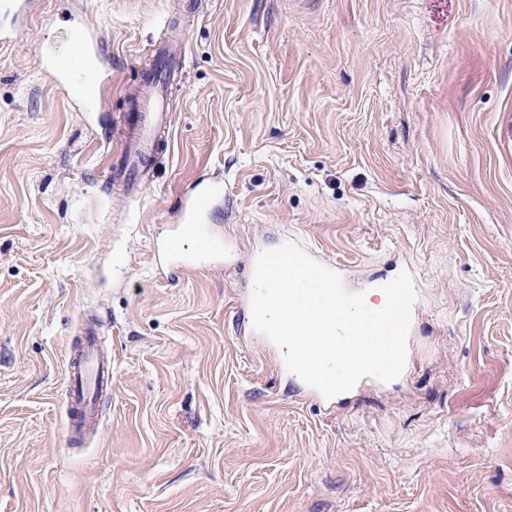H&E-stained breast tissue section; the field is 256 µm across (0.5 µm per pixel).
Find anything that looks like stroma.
<instances>
[{
    "label": "stroma",
    "mask_w": 512,
    "mask_h": 512,
    "mask_svg": "<svg viewBox=\"0 0 512 512\" xmlns=\"http://www.w3.org/2000/svg\"><path fill=\"white\" fill-rule=\"evenodd\" d=\"M83 26L97 111L47 67ZM168 143L112 178L159 49ZM220 179L186 265V188ZM408 272L406 365L324 398L254 329L263 251ZM112 363L80 440L72 354ZM0 512H512V0H30L0 31Z\"/></svg>",
    "instance_id": "stroma-1"
}]
</instances>
